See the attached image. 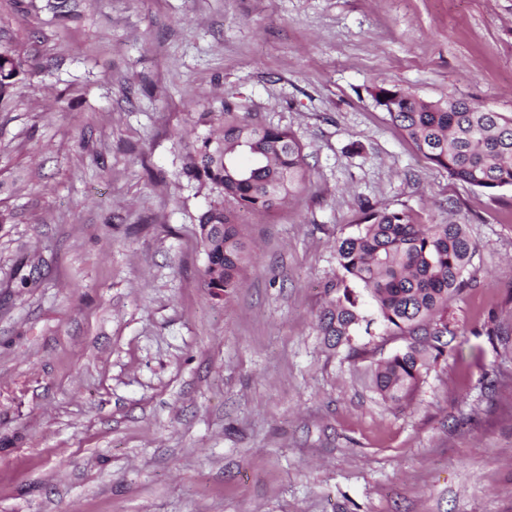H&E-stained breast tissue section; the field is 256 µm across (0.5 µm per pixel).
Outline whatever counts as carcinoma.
I'll list each match as a JSON object with an SVG mask.
<instances>
[{"label": "carcinoma", "instance_id": "cac0c4a2", "mask_svg": "<svg viewBox=\"0 0 512 512\" xmlns=\"http://www.w3.org/2000/svg\"><path fill=\"white\" fill-rule=\"evenodd\" d=\"M373 98L449 177L487 191L512 188V115L396 87L378 86ZM187 172L216 193L199 217V239L206 287L227 293L240 286L253 259L237 212L269 213L284 203L304 181L303 149L291 131L242 121L226 106L221 136L201 139ZM474 252L465 225L417 224L403 209H371L357 232L338 241L336 295L319 316L325 339L334 346L347 342L367 321L358 287L386 328L414 338L371 368L370 385L382 399L407 398L429 360L445 355L448 300L466 287Z\"/></svg>", "mask_w": 512, "mask_h": 512}]
</instances>
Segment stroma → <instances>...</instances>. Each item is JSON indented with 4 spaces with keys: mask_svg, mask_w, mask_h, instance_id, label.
<instances>
[{
    "mask_svg": "<svg viewBox=\"0 0 512 512\" xmlns=\"http://www.w3.org/2000/svg\"><path fill=\"white\" fill-rule=\"evenodd\" d=\"M0 0V512H512V188L429 164L371 93L512 114V0ZM291 129L305 183L204 284L187 176L224 107ZM465 225L447 353L317 327L367 209Z\"/></svg>",
    "mask_w": 512,
    "mask_h": 512,
    "instance_id": "1",
    "label": "stroma"
}]
</instances>
